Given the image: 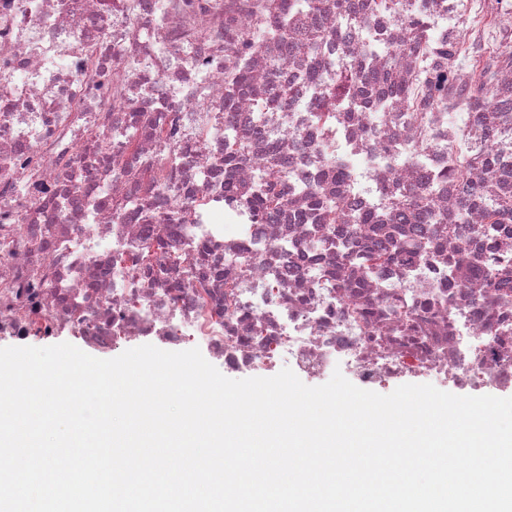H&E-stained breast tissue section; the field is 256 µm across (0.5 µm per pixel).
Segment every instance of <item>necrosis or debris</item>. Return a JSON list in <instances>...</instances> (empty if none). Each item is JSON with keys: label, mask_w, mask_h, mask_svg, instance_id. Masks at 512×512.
I'll return each mask as SVG.
<instances>
[{"label": "necrosis or debris", "mask_w": 512, "mask_h": 512, "mask_svg": "<svg viewBox=\"0 0 512 512\" xmlns=\"http://www.w3.org/2000/svg\"><path fill=\"white\" fill-rule=\"evenodd\" d=\"M268 2L0 0V338L67 329L101 349L192 340L227 374L285 362L318 378L343 361L370 387L436 374L462 390L511 391L512 277L491 288L484 274L512 266V224L507 248L489 251L481 210L455 234L443 223L464 190L512 173V0H413L424 14L355 22L319 0L273 44L258 35ZM419 19L432 49L414 55ZM314 27L333 33L317 53L299 43ZM243 59L255 87L229 93L224 74ZM361 65L425 92L446 80L447 96L419 124L400 95L382 111L337 113L319 132L325 85ZM481 72L490 123L465 115ZM228 125L249 146L239 187L278 159V215L225 198ZM452 152L470 170L442 185L434 218L415 227L440 251L397 257L356 293L328 287L356 272L339 266L341 251L376 239L358 214L439 183ZM333 170L343 224L306 206ZM159 239L150 268L131 275L129 251ZM461 252L470 263L449 266ZM228 279L242 288L228 292Z\"/></svg>", "instance_id": "1"}]
</instances>
